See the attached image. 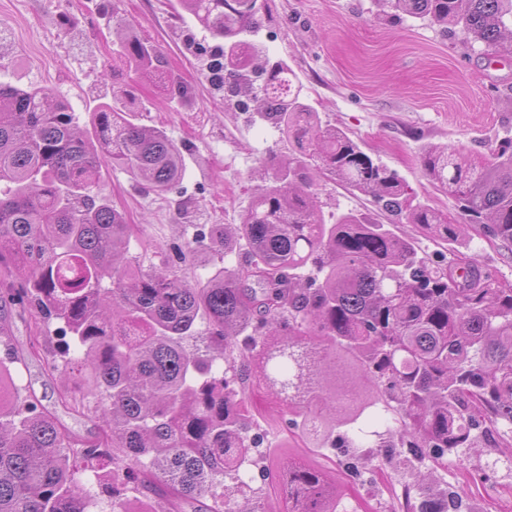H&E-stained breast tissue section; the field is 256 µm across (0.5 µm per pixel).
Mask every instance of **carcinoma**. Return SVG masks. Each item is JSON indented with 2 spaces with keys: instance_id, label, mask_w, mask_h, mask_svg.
Here are the masks:
<instances>
[{
  "instance_id": "cac0c4a2",
  "label": "carcinoma",
  "mask_w": 512,
  "mask_h": 512,
  "mask_svg": "<svg viewBox=\"0 0 512 512\" xmlns=\"http://www.w3.org/2000/svg\"><path fill=\"white\" fill-rule=\"evenodd\" d=\"M377 2L486 52L512 48V0ZM179 4L214 40L202 46L206 80L295 152L263 167L242 223L198 224L174 247L180 259H218L188 281L168 257L146 267L130 255L133 227L100 183L103 168L119 167L165 194L183 180L182 147L108 102L92 112L91 142L51 90L0 81V313L30 314L28 356L59 378L66 409L99 423L77 438L30 388L11 408L0 400V512H128L137 496L157 499L159 512H270L260 498L237 501L247 450L261 444L242 396L254 372L318 448L354 457L382 423L394 428L372 447L390 454L439 460L481 440L511 446L512 286L474 258L455 277L458 259L435 265L393 232L416 224L454 236L395 171L321 126L285 61L240 38L266 3ZM117 27L130 72L163 78L160 49ZM423 167L467 222L512 244V142L484 160L428 149ZM319 173L370 195L389 223L354 212L325 223ZM241 243L248 258L225 266ZM52 320L59 346L47 356ZM73 345L84 352L77 363ZM80 471L94 473L105 500L86 493ZM277 472L288 512H338L327 475L289 459ZM462 505L448 488L417 512Z\"/></svg>"
}]
</instances>
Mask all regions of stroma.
<instances>
[{
    "label": "stroma",
    "instance_id": "35a3bbf8",
    "mask_svg": "<svg viewBox=\"0 0 512 512\" xmlns=\"http://www.w3.org/2000/svg\"><path fill=\"white\" fill-rule=\"evenodd\" d=\"M117 17L161 48L172 85H188L190 97L177 98L172 85H130L126 64L114 54ZM204 37L177 0H0L1 81L51 88L85 130L98 103L132 87L137 123L163 129L183 146L184 180L164 195L136 188L121 169L102 170L105 194L136 227L134 255L145 247L171 250L189 224L240 223L256 185L252 172L269 154L284 159L292 149L273 128L212 89L198 50ZM254 38L293 68L304 102L322 124L344 130L420 199L462 226L450 242L411 224L396 225L398 234L435 260L476 258L497 280L512 284V248L486 237L479 225L464 223L456 202L431 185L421 163L432 147L456 148L480 160L512 140L511 54H481L426 20L377 15L372 0H273ZM319 192L330 223L350 209L375 210L370 196L329 176L322 177ZM27 387L76 437L97 433L96 421L59 404V381L37 361L11 363L0 377V399L13 404ZM243 397L252 429L267 445L246 480L276 512L288 509L274 497L278 456L324 468L343 512H412L414 499L406 490L427 465L411 449L365 457L356 474L340 465L338 449H311L288 429L285 407L264 384L249 381ZM499 456L498 449L484 447L462 462L448 458L437 470L438 484L466 491L463 512H512V471ZM491 461L494 472L484 474Z\"/></svg>",
    "mask_w": 512,
    "mask_h": 512
}]
</instances>
